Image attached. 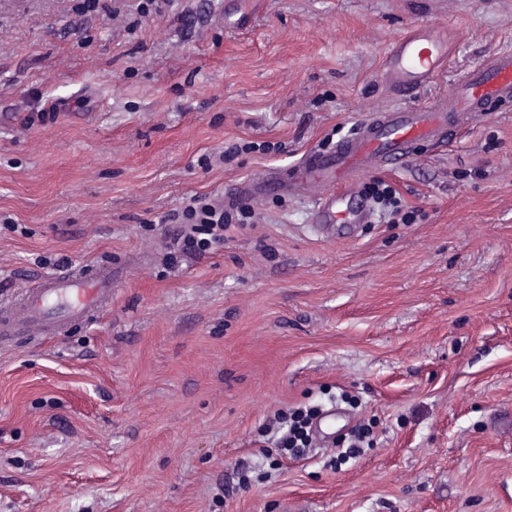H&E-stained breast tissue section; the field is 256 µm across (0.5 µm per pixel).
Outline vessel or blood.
Returning a JSON list of instances; mask_svg holds the SVG:
<instances>
[{"label":"vessel or blood","mask_w":512,"mask_h":512,"mask_svg":"<svg viewBox=\"0 0 512 512\" xmlns=\"http://www.w3.org/2000/svg\"><path fill=\"white\" fill-rule=\"evenodd\" d=\"M455 47L456 34L447 27H411L385 54L381 80L404 100L445 72ZM450 86L447 98L424 107L403 103L365 121L335 148L306 155L290 179L268 172L238 186L237 195L317 191L311 217L317 230L350 236L357 225L369 221L370 213L356 194L343 191V184L381 162L405 164L419 143L444 139L448 128H464L512 101V50L487 54L456 75ZM117 281V272L108 265L84 273L60 270L45 277L42 287L15 295L10 318L0 322V335L58 334L68 321L103 310Z\"/></svg>","instance_id":"b4317fda"}]
</instances>
